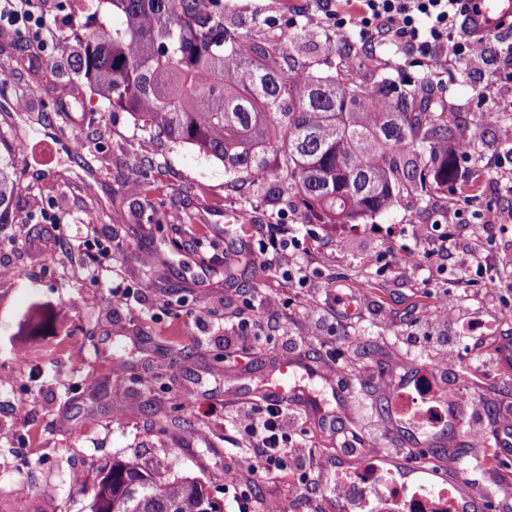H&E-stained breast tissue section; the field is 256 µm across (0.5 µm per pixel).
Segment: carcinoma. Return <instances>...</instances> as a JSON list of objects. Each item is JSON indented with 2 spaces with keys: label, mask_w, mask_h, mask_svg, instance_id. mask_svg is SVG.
Listing matches in <instances>:
<instances>
[{
  "label": "carcinoma",
  "mask_w": 512,
  "mask_h": 512,
  "mask_svg": "<svg viewBox=\"0 0 512 512\" xmlns=\"http://www.w3.org/2000/svg\"><path fill=\"white\" fill-rule=\"evenodd\" d=\"M119 22L81 30L78 70L109 108L134 116L148 134L188 144L224 166L237 188L279 184L303 217L359 224L415 195L458 181L471 144L432 97L436 78L383 69L357 80L350 44L328 42L330 74L312 70L295 48L297 19L273 39L269 21L228 23L224 0H97ZM0 227L8 223L18 153L0 138ZM89 512H221L200 478L161 481L136 458L103 468Z\"/></svg>",
  "instance_id": "cac0c4a2"
}]
</instances>
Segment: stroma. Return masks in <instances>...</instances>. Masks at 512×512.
Returning a JSON list of instances; mask_svg holds the SVG:
<instances>
[{"mask_svg":"<svg viewBox=\"0 0 512 512\" xmlns=\"http://www.w3.org/2000/svg\"><path fill=\"white\" fill-rule=\"evenodd\" d=\"M57 21L43 53L0 35V137L33 153L40 141L54 143L55 160L19 170L4 229L0 266V512H89L91 492L73 486L74 473L93 481L115 460L138 456L143 466L170 480L196 476L224 512H262L279 495L285 512H341L335 498L315 486L336 481L348 454L336 445L331 420L340 405L350 414L343 426L357 429L353 394L337 397L323 374L340 355L349 377L369 368L406 371L396 356L404 334L438 335L441 294L453 293L466 316L482 319L489 335L512 338V223L497 218L512 202V154L501 144V100L512 84L497 80L494 61L433 57L425 72L444 89L442 100L458 128L476 137L472 163L459 173L472 188L462 212L448 209L447 191L435 190L427 208L401 199L372 220L373 231L304 222L292 192L272 197L253 187L242 192L224 179L223 165L192 147L152 138L130 113L109 110L76 74L75 28L60 0H50ZM226 18L248 23L260 12L270 20L264 35L279 36L284 20L298 19L309 40L299 50L323 68L325 37L350 40L360 56L359 74L372 81L386 60L414 71L394 44L365 47L357 28L334 30L317 0H224ZM485 105H478V98ZM79 100L78 109L67 106ZM85 149H70L72 138ZM66 215L63 224L47 220ZM426 227L428 247L413 231ZM452 236L459 250L491 255L492 274L458 270L438 246ZM290 240L287 257L270 269L248 265L243 253L269 238ZM118 241L119 249L91 260L90 242ZM409 247L410 259L389 263L390 253ZM45 256L32 265L30 252ZM126 299L112 302L113 287ZM361 292L368 310L342 320L325 295ZM269 303L261 319L268 343L248 359L227 362L225 325L247 315L256 293ZM321 304L322 331L311 332L306 310ZM205 313V322L195 320ZM303 337L288 350L283 333ZM464 355L450 385L481 395L495 418L512 401V372L488 371L480 341L456 346ZM297 364V386L307 399L304 439L324 457L326 468L290 466L287 476L254 482L224 481L235 469L240 437L229 417L257 402L275 382L283 361ZM121 401L122 416L112 411ZM392 431L389 446L420 447L424 433L405 428L387 395L369 390L365 405Z\"/></svg>","mask_w":512,"mask_h":512,"instance_id":"stroma-1","label":"stroma"}]
</instances>
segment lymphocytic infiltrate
I'll return each instance as SVG.
<instances>
[{"instance_id":"lymphocytic-infiltrate-1","label":"lymphocytic infiltrate","mask_w":512,"mask_h":512,"mask_svg":"<svg viewBox=\"0 0 512 512\" xmlns=\"http://www.w3.org/2000/svg\"><path fill=\"white\" fill-rule=\"evenodd\" d=\"M30 4L31 0H0V23L14 27L23 38L49 32L46 12H34ZM482 9L478 0H336L329 17L339 29L357 25L364 42L389 40L416 62L425 63L438 52L463 59L483 57L488 36L470 26ZM438 324L442 329L439 364L451 360L457 340L479 339L485 331L480 320L464 316L456 305L443 308ZM301 421L299 409L278 400L244 406L236 415V428L245 446L237 470L228 472V479L246 474L262 480L293 462L316 464L315 449L292 439Z\"/></svg>"}]
</instances>
